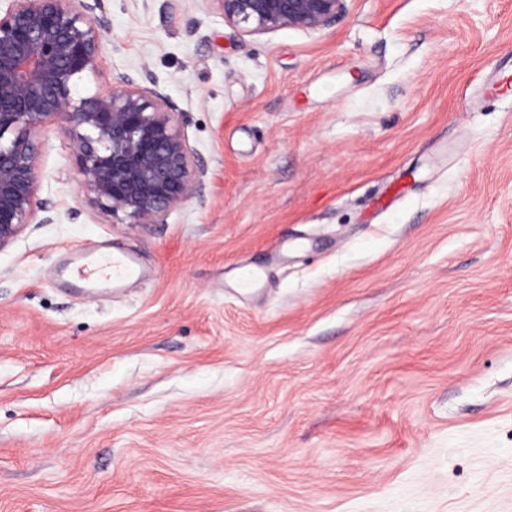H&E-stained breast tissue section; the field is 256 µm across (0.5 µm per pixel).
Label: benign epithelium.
Returning <instances> with one entry per match:
<instances>
[{"label": "benign epithelium", "mask_w": 512, "mask_h": 512, "mask_svg": "<svg viewBox=\"0 0 512 512\" xmlns=\"http://www.w3.org/2000/svg\"><path fill=\"white\" fill-rule=\"evenodd\" d=\"M243 34L330 25L346 0H208ZM103 0H9L0 15V250L31 224H53L39 200L43 124L55 120L73 140L81 184L101 213L132 224L164 220L194 197L204 203L206 170L193 162L174 106L125 74L112 92L75 96L95 67Z\"/></svg>", "instance_id": "1"}]
</instances>
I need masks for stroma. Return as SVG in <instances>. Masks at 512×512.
<instances>
[{"label": "stroma", "instance_id": "35a3bbf8", "mask_svg": "<svg viewBox=\"0 0 512 512\" xmlns=\"http://www.w3.org/2000/svg\"><path fill=\"white\" fill-rule=\"evenodd\" d=\"M105 10L79 93L155 85L204 198L112 223L39 131L58 219L0 250V512H512V0L252 37ZM70 250L150 276L91 296ZM232 273L229 281H224V286L229 288H263L265 281V272L259 269L251 268L246 265L235 266L230 269Z\"/></svg>", "mask_w": 512, "mask_h": 512}]
</instances>
